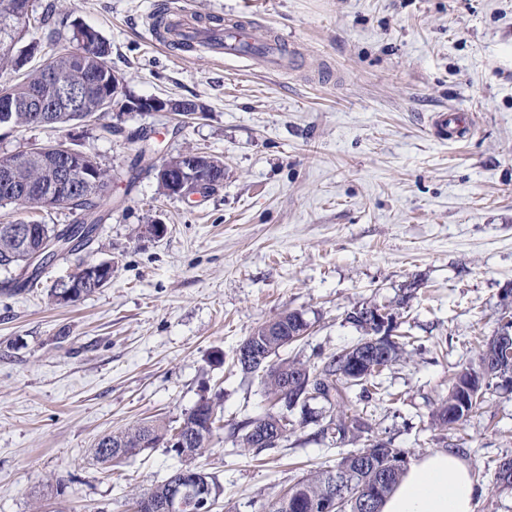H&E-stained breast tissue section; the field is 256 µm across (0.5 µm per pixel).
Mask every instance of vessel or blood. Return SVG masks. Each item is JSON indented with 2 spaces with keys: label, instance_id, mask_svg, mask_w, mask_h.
<instances>
[{
  "label": "vessel or blood",
  "instance_id": "obj_1",
  "mask_svg": "<svg viewBox=\"0 0 512 512\" xmlns=\"http://www.w3.org/2000/svg\"><path fill=\"white\" fill-rule=\"evenodd\" d=\"M157 39L164 43L199 47L217 60L258 53L264 55L271 65L278 66L286 53V46L279 39L271 37L256 25L234 19L209 23L186 18L171 20L159 31ZM431 130L436 138L454 142L466 138L472 124L463 109L454 108L434 114Z\"/></svg>",
  "mask_w": 512,
  "mask_h": 512
}]
</instances>
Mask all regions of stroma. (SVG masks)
I'll return each mask as SVG.
<instances>
[{
  "instance_id": "stroma-1",
  "label": "stroma",
  "mask_w": 512,
  "mask_h": 512,
  "mask_svg": "<svg viewBox=\"0 0 512 512\" xmlns=\"http://www.w3.org/2000/svg\"><path fill=\"white\" fill-rule=\"evenodd\" d=\"M166 0H30L93 27L111 45L126 93L194 100L202 112H111L104 136L65 125L0 128V155L71 140L112 177L91 245L57 256L33 287L0 290V512H134L178 467L156 448L104 467L103 435L181 421L202 393L222 428L197 460L220 482L213 512H270L311 471L356 450L321 436L312 401L267 448L239 443L272 402L234 360L242 341L286 311L307 335L280 358L319 364L355 344L347 312L394 308L412 343L380 397L348 405L370 436L417 461L457 448L477 484L476 512H512L495 472L512 459V388L491 390L457 429L432 414L453 372L479 364L512 311V0H191L206 18L244 17L289 42L272 70L165 49L148 24ZM466 108L474 133L437 141L433 113ZM187 151L223 157L205 197L161 194L136 162ZM160 223L152 236L145 225ZM108 260L111 283L63 306L48 293L81 261Z\"/></svg>"
}]
</instances>
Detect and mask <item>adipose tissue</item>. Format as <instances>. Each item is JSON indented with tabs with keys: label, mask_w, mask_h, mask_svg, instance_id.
<instances>
[{
	"label": "adipose tissue",
	"mask_w": 512,
	"mask_h": 512,
	"mask_svg": "<svg viewBox=\"0 0 512 512\" xmlns=\"http://www.w3.org/2000/svg\"><path fill=\"white\" fill-rule=\"evenodd\" d=\"M475 496L466 459L438 450L407 468L381 512H475Z\"/></svg>",
	"instance_id": "adipose-tissue-1"
}]
</instances>
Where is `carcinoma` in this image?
<instances>
[{
  "label": "carcinoma",
  "instance_id": "cac0c4a2",
  "mask_svg": "<svg viewBox=\"0 0 512 512\" xmlns=\"http://www.w3.org/2000/svg\"><path fill=\"white\" fill-rule=\"evenodd\" d=\"M30 25L31 18L25 15L6 21L8 30L0 29V67L13 71L14 78L7 89L17 101L22 103L32 97L53 101L59 90L55 80L57 76L68 83L86 79L91 70L98 72L102 78L112 76L111 49L107 41L102 38L93 48L83 44L82 25L56 20L51 9L39 19V27L45 29L49 51L44 53L38 66L16 69L20 42L14 39L13 32L16 29L26 31ZM81 53L84 54L85 63L73 61V57ZM6 165L10 167L11 180L15 183L39 184L47 180L45 163L34 156L25 157L22 150L0 156V206L13 205L26 212L43 209L38 195H31L21 202L14 201L12 188L4 183L3 167ZM105 193L104 189H85L68 205V209L80 215L76 223L69 224L58 232V237L64 239L68 250L76 251L92 242L98 225L103 220L100 208ZM39 239L38 235L34 237L12 234L0 226V272L12 273L25 254L38 246ZM40 273L39 268L26 270L19 277L1 282L0 286L8 291L21 290L34 284ZM367 309L369 306L366 305L347 313V321L364 330L365 336L361 337L363 342L370 339V335L379 333L377 326H371L364 320V311ZM278 319V326L286 329L284 335L268 336L266 325L262 324L252 332L254 340L279 349L286 345V339L292 334L302 332L295 324V312H284ZM406 339L407 335L399 334L388 341V357L383 363L384 369H389L399 361L405 350ZM345 357L346 354L341 350L331 354L322 364L310 368L295 360L280 359L264 371L261 382L268 394L276 399L282 393L281 380L284 374L295 370L317 372L322 377L326 402L331 405L345 402L347 395L354 390L361 395L379 393L381 383L377 378L382 375L380 371L365 373L354 380L338 376ZM481 365L480 371L471 368L455 375L448 388L447 398L433 413L434 424L440 430L445 431L460 425L466 421L469 413L485 402V399L476 397L469 400L466 406L456 404L460 385L478 375L495 377L512 372V363L508 361L505 351L490 341L483 345ZM217 421L216 403L209 396L203 399L199 407L186 413L176 426L155 420L102 437L95 446L94 456L102 464L119 463L127 458V455L119 453L122 448H135L140 454L165 445L175 431L183 436H192L188 447L181 450L167 449V452L178 459L180 466L165 481L151 489L155 496L162 497L168 491L170 483L189 479L193 472H201L194 461L202 455L213 437ZM331 430L336 432V438L340 442L348 438L357 440L361 438L363 424L356 417L343 412L336 419L329 420V424L321 428V433L326 435ZM404 455L405 451L392 448L389 443L380 439L369 441L364 447L341 457L335 466L314 471L295 483L289 492L298 494L302 500L297 512H313V503L333 491L344 496L346 512H380L383 500L393 491L407 468V464L402 462Z\"/></svg>",
  "mask_w": 512,
  "mask_h": 512
}]
</instances>
